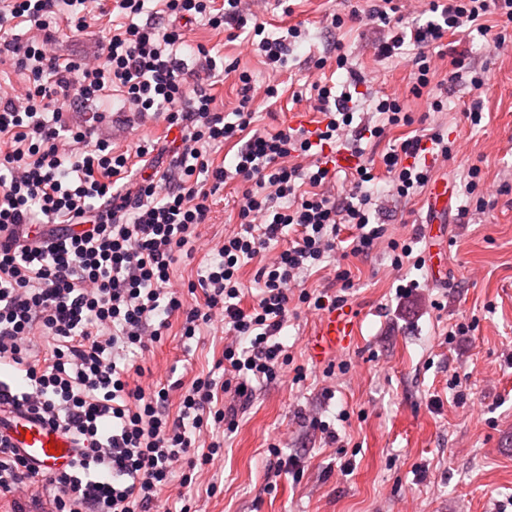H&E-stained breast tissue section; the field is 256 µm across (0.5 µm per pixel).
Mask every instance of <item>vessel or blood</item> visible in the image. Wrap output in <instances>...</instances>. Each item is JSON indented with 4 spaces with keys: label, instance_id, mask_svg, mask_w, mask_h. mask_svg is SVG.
Masks as SVG:
<instances>
[{
    "label": "vessel or blood",
    "instance_id": "obj_1",
    "mask_svg": "<svg viewBox=\"0 0 512 512\" xmlns=\"http://www.w3.org/2000/svg\"><path fill=\"white\" fill-rule=\"evenodd\" d=\"M449 199L447 181H436L427 199L431 222H441ZM354 336L355 325L349 313L335 308L322 317L310 349L315 360L320 361L328 352L348 346ZM6 433L24 456L47 473L66 469L75 454L73 441L62 431L17 413L10 414Z\"/></svg>",
    "mask_w": 512,
    "mask_h": 512
}]
</instances>
